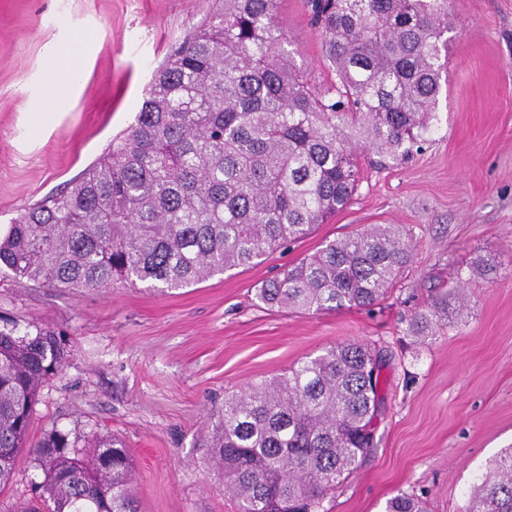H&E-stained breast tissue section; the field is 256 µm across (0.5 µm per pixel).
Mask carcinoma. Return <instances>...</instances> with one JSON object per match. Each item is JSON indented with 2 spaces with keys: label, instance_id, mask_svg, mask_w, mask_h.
<instances>
[{
  "label": "carcinoma",
  "instance_id": "carcinoma-1",
  "mask_svg": "<svg viewBox=\"0 0 512 512\" xmlns=\"http://www.w3.org/2000/svg\"><path fill=\"white\" fill-rule=\"evenodd\" d=\"M280 0H218L154 72L135 124L59 192L0 234V268L47 288L117 282L176 289L249 266L345 208L356 155L404 159L431 128L447 49L448 0H308L336 80L311 84L285 49ZM413 259L400 228L327 241L256 289L271 309H369ZM437 296L409 323L426 337L448 318ZM70 348L49 327L0 328V489L34 456L42 493L17 512H138L126 449L91 452L68 434L30 444L40 386ZM381 358L338 344L283 376L224 397L210 417L212 462L238 512H322L373 446ZM387 512H427L399 493ZM465 512H512V448L489 458Z\"/></svg>",
  "mask_w": 512,
  "mask_h": 512
}]
</instances>
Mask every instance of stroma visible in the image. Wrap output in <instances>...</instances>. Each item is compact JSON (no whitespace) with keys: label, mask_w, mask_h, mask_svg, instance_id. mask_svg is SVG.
<instances>
[{"label":"stroma","mask_w":512,"mask_h":512,"mask_svg":"<svg viewBox=\"0 0 512 512\" xmlns=\"http://www.w3.org/2000/svg\"><path fill=\"white\" fill-rule=\"evenodd\" d=\"M212 0H0V229L95 161L134 121L143 89ZM287 49L310 83L334 74L305 0H281ZM447 78L421 151L358 159L346 209L308 237L176 291L115 284L45 288L0 271V325L49 327L72 349L41 387L30 440L55 430L78 448L112 437L136 468L139 512H236L205 446L214 405L284 375L339 343L381 350L385 397L374 448L332 490L324 512H385L401 492L428 512H464L485 461L512 445V0H448ZM79 46L69 105L36 137L32 101L45 73ZM395 224L415 257L373 310L308 312L256 305V288L324 241ZM492 264L488 276L476 263ZM467 306L436 335L408 332L440 291ZM43 475L20 454L0 512Z\"/></svg>","instance_id":"stroma-1"}]
</instances>
